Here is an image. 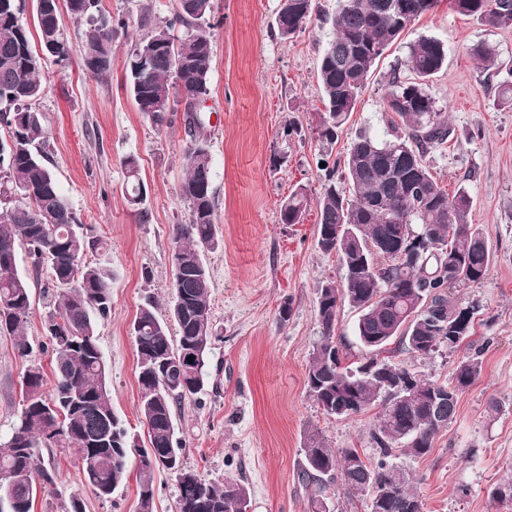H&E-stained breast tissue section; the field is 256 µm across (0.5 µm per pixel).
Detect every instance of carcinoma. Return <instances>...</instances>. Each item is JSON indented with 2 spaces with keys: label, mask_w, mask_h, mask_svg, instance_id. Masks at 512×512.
Instances as JSON below:
<instances>
[{
  "label": "carcinoma",
  "mask_w": 512,
  "mask_h": 512,
  "mask_svg": "<svg viewBox=\"0 0 512 512\" xmlns=\"http://www.w3.org/2000/svg\"><path fill=\"white\" fill-rule=\"evenodd\" d=\"M82 32L83 66L102 77L112 69V42L130 21L112 20L102 0H65ZM462 16L488 27L512 29V0H452ZM439 0H337L332 16L319 18L330 33L317 66L325 112L319 137L332 142L349 120L377 61ZM26 0H0V335L13 337L18 356L32 353L27 336L31 317L30 273L46 272L45 288L55 302L40 317L49 341L56 377L44 388L42 367L30 362L23 375L22 407L11 431L0 436V501L8 512H33L38 493L54 491L55 473L40 448H64L78 461L82 481L107 499L135 478L138 512H153L155 472L171 473L177 483L176 512H241L249 501L237 480L209 481L186 468L181 459L174 406L193 400L208 386L212 280L203 252H214L216 234L214 167L202 119L213 64L209 28L214 0H179L172 19L143 16L124 63L126 86L138 110L158 131L183 113L190 137L187 173L180 198L188 222L175 224L171 264L181 275L171 284L169 318L148 301L131 327L140 387L141 422L148 445L136 443L115 412L99 344V321L112 312V268L84 260L87 234L47 164L46 130L36 107L43 94L41 54L62 63L70 59L59 0L52 11L36 14L41 52L32 46L23 21ZM316 14L315 0H286L275 17L278 35L287 41ZM468 54L485 71L500 66L496 47L481 43ZM447 60L444 43L421 36L407 44V54L390 74L383 100L387 136L366 133L352 139L338 178L328 176L316 200L317 246L337 256L340 281L317 288L321 328L306 369L309 396L331 417L358 416L375 410L372 438L376 463L356 448L336 451L319 433L305 437L301 480L313 490L312 512H329L328 484L340 479L349 510L365 504L367 512H424L411 476L390 462L402 448L423 457L438 432L457 412L459 395L481 375L483 346L472 340L479 306H464L452 293L460 285L481 283L492 251L480 230L468 222V191L454 194L433 177L425 163L432 150L448 143L453 130L432 93V80ZM130 190L127 200L141 204L146 187L136 159L124 162ZM310 209L307 187L299 184L280 204V223L301 224ZM24 247L31 272L18 268ZM453 280H448V262ZM358 311L357 341L370 355L352 368L344 346L336 342L339 308ZM176 335H171L168 321ZM469 353L458 360L452 380L422 379L398 363L395 353L428 357L440 347ZM190 353L194 364L180 367ZM384 368L406 380L408 392H390L371 374ZM136 449V475L128 469Z\"/></svg>",
  "instance_id": "carcinoma-1"
}]
</instances>
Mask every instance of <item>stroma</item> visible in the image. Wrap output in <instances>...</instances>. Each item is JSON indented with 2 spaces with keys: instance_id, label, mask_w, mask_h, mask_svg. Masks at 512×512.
Wrapping results in <instances>:
<instances>
[{
  "instance_id": "obj_1",
  "label": "stroma",
  "mask_w": 512,
  "mask_h": 512,
  "mask_svg": "<svg viewBox=\"0 0 512 512\" xmlns=\"http://www.w3.org/2000/svg\"><path fill=\"white\" fill-rule=\"evenodd\" d=\"M279 5L280 0H215L211 17L214 55L205 111L223 246L206 256L215 331L212 386L174 408L183 463L212 481H241L249 490L250 512H308V493L299 479L308 431H318L327 447L356 448L374 457L373 414L326 416L306 391V368L320 334L317 287L338 279V261L317 246L315 213L290 226L279 220L280 203L298 184L318 195L325 179L318 160L331 166L342 159L356 131L385 136V83L404 59L407 42L426 35L447 48V65L432 86L448 106L454 133L425 162L446 190L467 188L469 221L492 248L485 279L454 290L461 304L480 305L475 335L491 344L480 377L460 395L454 420L436 436L430 453L416 458L399 451L393 461L414 475L425 512H497L488 491L512 476V108L498 103L512 73L483 71L466 49L488 43L502 60H512V29L485 26L457 13L451 0H440L384 54L330 144L318 137L323 105L316 80L329 28L314 22L282 40L273 29ZM102 6L112 16L135 21L145 12L171 18L178 2L102 0ZM64 29L72 45L68 64L42 58L38 109L48 133L45 152L72 209L89 235L104 244L87 253V261L112 266V313L98 327L99 343L114 409L143 445L147 430L139 416L131 326L146 300L163 311L171 298L172 228L188 219L179 188L189 138L182 120L158 131L134 105L124 62L135 31L117 35L112 70L97 77L83 67L78 24L65 19ZM291 121L299 132L287 138L283 128ZM129 157L137 159L148 186L139 209L125 198ZM44 283L41 277L31 280L27 332L31 360L42 364L50 381L52 354L42 349L40 317L52 296ZM286 302L291 312L283 323L279 308ZM395 360L422 378L446 381L458 357L400 352ZM26 363L12 338L0 335L1 435L21 410ZM41 455L56 483L52 495H38L35 512H67L74 498L85 512H137L135 482L102 500L82 483L73 454L45 448Z\"/></svg>"
}]
</instances>
